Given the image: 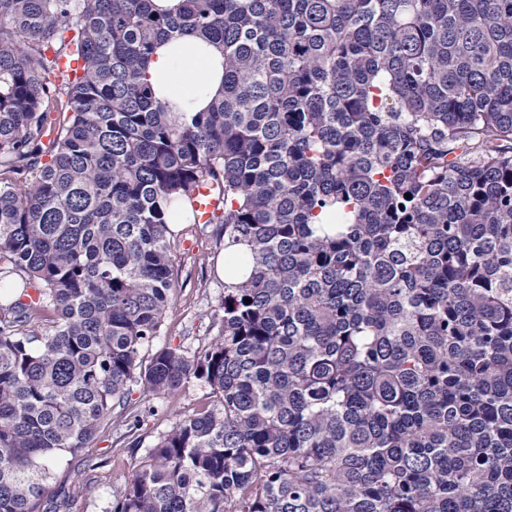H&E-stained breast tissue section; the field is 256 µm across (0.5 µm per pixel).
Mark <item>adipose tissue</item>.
<instances>
[{
	"label": "adipose tissue",
	"mask_w": 512,
	"mask_h": 512,
	"mask_svg": "<svg viewBox=\"0 0 512 512\" xmlns=\"http://www.w3.org/2000/svg\"><path fill=\"white\" fill-rule=\"evenodd\" d=\"M222 59L191 38L159 45L142 74L172 112L201 111L221 88Z\"/></svg>",
	"instance_id": "obj_1"
}]
</instances>
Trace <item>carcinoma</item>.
Wrapping results in <instances>:
<instances>
[{
	"mask_svg": "<svg viewBox=\"0 0 512 512\" xmlns=\"http://www.w3.org/2000/svg\"><path fill=\"white\" fill-rule=\"evenodd\" d=\"M210 184L220 333L145 362ZM0 295V512L192 380L112 512H512V0H0ZM222 58L191 38L157 47L142 74L169 112H200L221 89Z\"/></svg>",
	"mask_w": 512,
	"mask_h": 512,
	"instance_id": "1",
	"label": "carcinoma"
}]
</instances>
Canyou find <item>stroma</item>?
<instances>
[{
  "label": "stroma",
  "instance_id": "stroma-1",
  "mask_svg": "<svg viewBox=\"0 0 512 512\" xmlns=\"http://www.w3.org/2000/svg\"><path fill=\"white\" fill-rule=\"evenodd\" d=\"M223 252L224 227L220 224L189 229L180 239L173 251L176 299L166 314L165 333L154 347L191 351L217 337L224 316V280L217 272ZM205 393L204 386L190 382L174 395L150 401L140 387H133V403L150 401L158 409L157 414L144 416L135 435L139 447H130L131 438L123 430L104 428L84 450L96 458L97 468H83L80 458L63 455L53 468V489L77 492L80 512H111L113 497L124 490L146 448L169 429L176 412L189 413L202 406Z\"/></svg>",
  "mask_w": 512,
  "mask_h": 512
}]
</instances>
